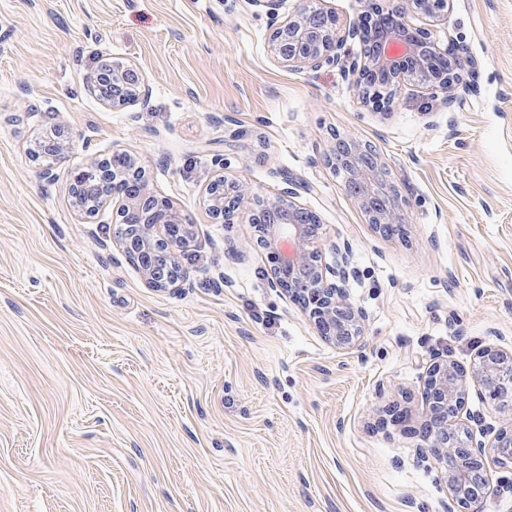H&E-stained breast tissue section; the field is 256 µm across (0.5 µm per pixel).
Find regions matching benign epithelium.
Wrapping results in <instances>:
<instances>
[{
	"label": "benign epithelium",
	"mask_w": 512,
	"mask_h": 512,
	"mask_svg": "<svg viewBox=\"0 0 512 512\" xmlns=\"http://www.w3.org/2000/svg\"><path fill=\"white\" fill-rule=\"evenodd\" d=\"M266 8L270 20L271 53L295 71L335 65L352 80L362 96L373 103L390 106L398 89L395 82L412 76L441 104L456 101L455 90L462 72H474L475 61L464 49L442 43L440 37L417 27L413 13L437 17L448 10L450 0H415L402 8L403 0L381 4L368 0L371 10L385 21L369 28L365 23L340 33L336 15L320 6L321 0H305L285 19H279L282 0H251ZM364 44L359 54L346 48L348 40ZM87 89L103 105L113 109L139 104L147 106L149 90L137 67L123 62H103L87 79ZM72 139L47 149L35 142V152L45 164L40 175L54 177L55 165L69 153ZM325 161L343 172L344 188L368 216L369 223L385 232L406 223L407 202L398 188L378 178L384 168L377 149L352 137L336 133L325 153ZM215 171L204 188V204L213 223L237 224L248 213L256 232V244L274 265L269 270V287L298 303L317 335L339 350L359 345L365 312L350 300V281L358 276L348 248L333 244V261H323L319 243L323 225L318 216L300 204L298 185L285 178L287 187L274 197L262 198L243 182L224 175L225 159L212 161ZM117 179L121 189L115 202L116 234L128 263L150 288H178L187 278L179 247L193 236L192 225L167 199L155 194L140 160L128 151H115L110 158L92 157L71 172L69 193L77 215L93 223L100 208L84 202L94 195L98 182L107 176ZM296 242L291 258L277 254L282 238ZM496 407L512 402V353L486 346L465 369L433 355L424 386L426 413L421 424L417 461L433 458L452 502L464 512H481L489 487L488 461L500 466L512 462V423L483 422L478 431L463 416L470 385Z\"/></svg>",
	"instance_id": "benign-epithelium-1"
}]
</instances>
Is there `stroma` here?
I'll return each instance as SVG.
<instances>
[{
    "label": "stroma",
    "mask_w": 512,
    "mask_h": 512,
    "mask_svg": "<svg viewBox=\"0 0 512 512\" xmlns=\"http://www.w3.org/2000/svg\"><path fill=\"white\" fill-rule=\"evenodd\" d=\"M414 22L479 63L452 107L405 77L382 112L336 66L288 70L250 0H0V512H448L416 462L427 367L512 350V0ZM108 60L149 108L89 95ZM54 125L75 137L48 182L27 148ZM336 132L379 148L404 235L346 194ZM122 149L191 219L183 287L144 285L111 205L73 209L71 170ZM217 154L257 195L300 182L325 244L351 247L361 349L269 288L250 219L212 222Z\"/></svg>",
    "instance_id": "stroma-1"
}]
</instances>
